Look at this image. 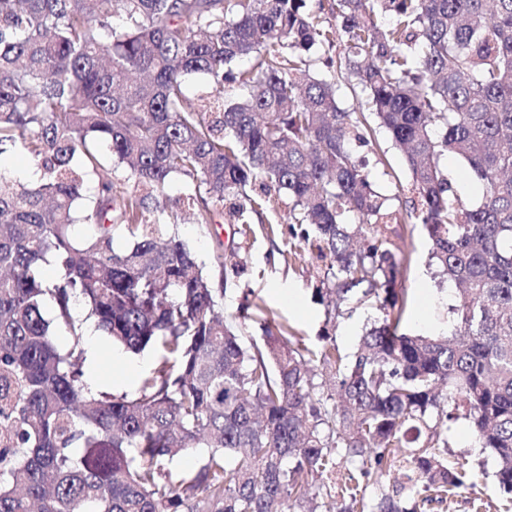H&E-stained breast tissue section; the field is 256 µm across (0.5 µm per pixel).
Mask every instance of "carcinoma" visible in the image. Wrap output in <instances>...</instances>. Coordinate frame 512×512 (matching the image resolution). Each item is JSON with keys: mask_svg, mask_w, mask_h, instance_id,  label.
<instances>
[{"mask_svg": "<svg viewBox=\"0 0 512 512\" xmlns=\"http://www.w3.org/2000/svg\"><path fill=\"white\" fill-rule=\"evenodd\" d=\"M310 2L0 0V156L41 171L34 186L0 172V512H418L468 479L427 433L450 401L512 495V0H332L327 17ZM336 44V71H315ZM192 75L218 95L191 103ZM378 126L456 287L449 335L399 330L397 210L353 154ZM448 154L482 184L479 205ZM174 175L198 224L229 196L245 226L286 200L292 239L325 262L320 300L338 309L361 287L383 319L349 357L282 328L247 340L251 306L224 317V289L126 187L162 194ZM78 298L111 344L161 353L135 395L87 383ZM418 441L404 481L368 498L358 477H384ZM338 465L348 503L318 491Z\"/></svg>", "mask_w": 512, "mask_h": 512, "instance_id": "carcinoma-1", "label": "carcinoma"}]
</instances>
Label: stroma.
<instances>
[{
	"label": "stroma",
	"instance_id": "1",
	"mask_svg": "<svg viewBox=\"0 0 512 512\" xmlns=\"http://www.w3.org/2000/svg\"><path fill=\"white\" fill-rule=\"evenodd\" d=\"M356 156L366 158L376 190L403 200L401 221L396 224L395 240L400 247V275L397 285L404 290L405 312L400 329L405 333H446L454 322L451 313L456 303L452 284L440 282L430 259L431 242L422 224L411 218L407 203L414 194L411 174L402 156L393 149L384 130H377L374 145L355 147ZM187 181L174 178L162 198L170 222L179 238L204 263L224 290V313H237L243 303H251L255 317L247 325V336L262 342L264 321L283 326L301 346L316 351L333 344L343 353H351L366 327L382 317L373 303L350 302L340 310L322 303L317 290L324 264L310 254H293L290 237L270 236L268 225H280L283 210L265 208L254 218L252 231L241 235L219 210L211 224L190 223L183 203ZM97 352L103 362L100 370L103 390L135 393L133 385L120 388L118 381L133 376L142 379L155 367L159 355L144 351L143 366L132 368L129 361L116 360L115 346L105 336L97 338ZM448 446L444 457L449 466H464L470 481L454 497L434 504L431 512H473L474 500H481L487 512H500L507 500L496 477L497 466L488 450L480 448L462 413L438 426Z\"/></svg>",
	"mask_w": 512,
	"mask_h": 512
}]
</instances>
